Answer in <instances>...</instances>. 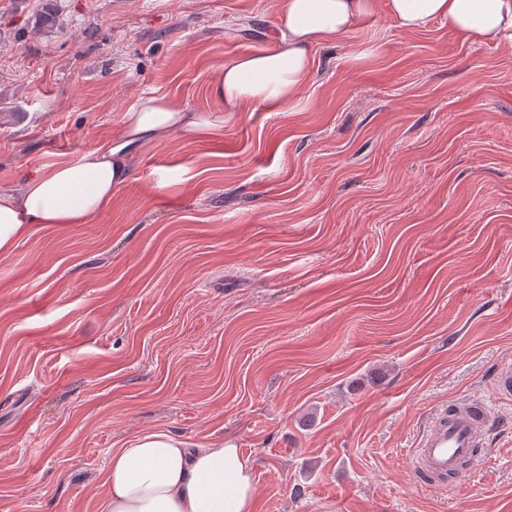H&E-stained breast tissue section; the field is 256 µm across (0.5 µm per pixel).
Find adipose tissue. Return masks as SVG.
I'll use <instances>...</instances> for the list:
<instances>
[{
	"instance_id": "1",
	"label": "adipose tissue",
	"mask_w": 512,
	"mask_h": 512,
	"mask_svg": "<svg viewBox=\"0 0 512 512\" xmlns=\"http://www.w3.org/2000/svg\"><path fill=\"white\" fill-rule=\"evenodd\" d=\"M405 31L446 22L465 46L497 45L512 35V0H280L275 45L226 61L211 83L226 118L250 107L293 105L312 76L313 51L336 46L378 10ZM198 115L168 96H147L121 116L118 140L30 176L22 196L0 192V251L33 224H85L112 203L131 176L129 150L172 133L193 135ZM97 512H253L255 473L235 444L192 443L166 430L143 433L112 449Z\"/></svg>"
}]
</instances>
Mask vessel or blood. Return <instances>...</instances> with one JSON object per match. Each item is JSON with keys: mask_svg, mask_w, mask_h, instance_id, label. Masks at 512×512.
<instances>
[{"mask_svg": "<svg viewBox=\"0 0 512 512\" xmlns=\"http://www.w3.org/2000/svg\"><path fill=\"white\" fill-rule=\"evenodd\" d=\"M503 401H512L510 364L502 369L491 399L472 401L436 414L417 444L416 470L434 480L458 471L462 460L476 462L473 450L483 428L497 417V407Z\"/></svg>", "mask_w": 512, "mask_h": 512, "instance_id": "obj_1", "label": "vessel or blood"}]
</instances>
